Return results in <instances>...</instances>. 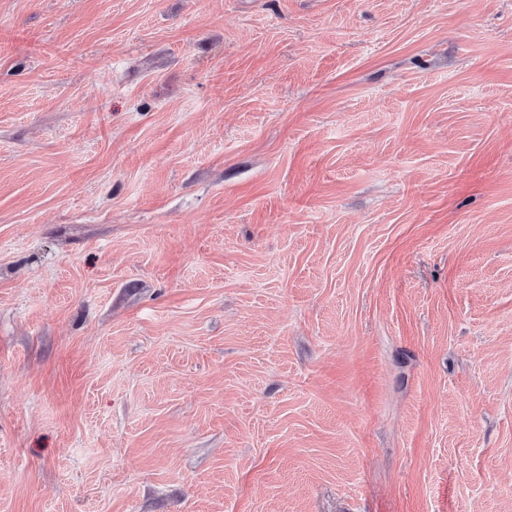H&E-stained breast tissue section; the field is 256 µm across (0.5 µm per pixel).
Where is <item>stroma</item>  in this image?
Masks as SVG:
<instances>
[{
	"label": "stroma",
	"instance_id": "1",
	"mask_svg": "<svg viewBox=\"0 0 512 512\" xmlns=\"http://www.w3.org/2000/svg\"><path fill=\"white\" fill-rule=\"evenodd\" d=\"M0 512H512V0H0Z\"/></svg>",
	"mask_w": 512,
	"mask_h": 512
}]
</instances>
